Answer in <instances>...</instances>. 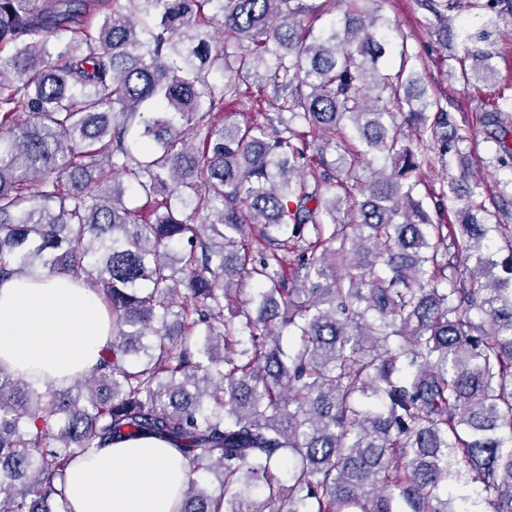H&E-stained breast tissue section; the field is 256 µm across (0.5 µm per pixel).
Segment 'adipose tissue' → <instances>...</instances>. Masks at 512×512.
Returning <instances> with one entry per match:
<instances>
[{"label": "adipose tissue", "mask_w": 512, "mask_h": 512, "mask_svg": "<svg viewBox=\"0 0 512 512\" xmlns=\"http://www.w3.org/2000/svg\"><path fill=\"white\" fill-rule=\"evenodd\" d=\"M112 338L95 289L42 271L0 282V369L58 387L96 364ZM188 465L168 444L128 439L67 469L72 512H176Z\"/></svg>", "instance_id": "ef3b65f1"}]
</instances>
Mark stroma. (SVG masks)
<instances>
[{
  "mask_svg": "<svg viewBox=\"0 0 512 512\" xmlns=\"http://www.w3.org/2000/svg\"><path fill=\"white\" fill-rule=\"evenodd\" d=\"M380 14L404 33L410 64L423 75L429 94L441 99L457 123L469 126L471 139L463 146L471 158L469 178L481 179L488 194L511 198L512 168L499 158L491 117L499 110L512 113V15H504L489 39L497 75L487 83L463 80L457 63L463 45L441 46L434 17L418 0H382Z\"/></svg>",
  "mask_w": 512,
  "mask_h": 512,
  "instance_id": "stroma-1",
  "label": "stroma"
}]
</instances>
